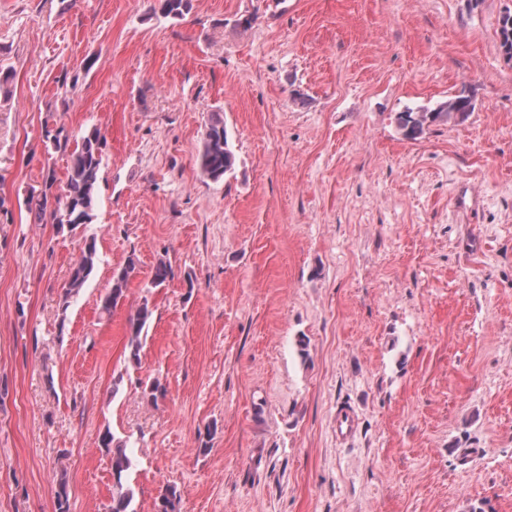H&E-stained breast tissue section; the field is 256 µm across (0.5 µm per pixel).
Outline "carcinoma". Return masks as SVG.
I'll use <instances>...</instances> for the list:
<instances>
[{"label": "carcinoma", "instance_id": "obj_1", "mask_svg": "<svg viewBox=\"0 0 512 512\" xmlns=\"http://www.w3.org/2000/svg\"><path fill=\"white\" fill-rule=\"evenodd\" d=\"M191 0H152L147 15H161L164 18L181 19L191 10ZM499 47L504 56L512 60V12L499 19ZM454 98L438 104L435 108H406L397 113L395 123L400 134L409 140L420 137L426 128L456 119L453 112ZM52 148L65 153L68 166L65 181L56 184L52 169L43 174L40 193H30L23 203L36 224H57L73 232L93 222L97 203V190L101 179L106 137L97 127L90 129L80 138L72 141L64 134V128L55 133H46ZM236 156L229 142L224 118L214 112L206 126L202 151L199 156V170L203 178L219 182L233 173ZM99 261L96 239L84 241L80 253L70 270L68 281L63 287L61 309L67 311L71 300L77 297ZM138 273L137 260L129 257L125 264L113 272L112 280L102 298V308L111 311L127 297L131 280ZM173 271L167 262L160 260L153 268L151 287L161 288L172 277ZM152 318L149 301L143 302L131 313L126 324L125 362L129 366L141 363L143 341L147 337L148 325ZM168 392L166 384L156 379L143 390V400L149 406L157 405ZM100 447L110 456L112 474L115 479L112 491L111 512H136L135 493L127 484V475L134 464V451L125 440L114 437L105 430L100 437ZM181 491L175 485L163 487L154 501V512H180ZM56 512H69V483L66 470L57 478Z\"/></svg>", "mask_w": 512, "mask_h": 512}]
</instances>
